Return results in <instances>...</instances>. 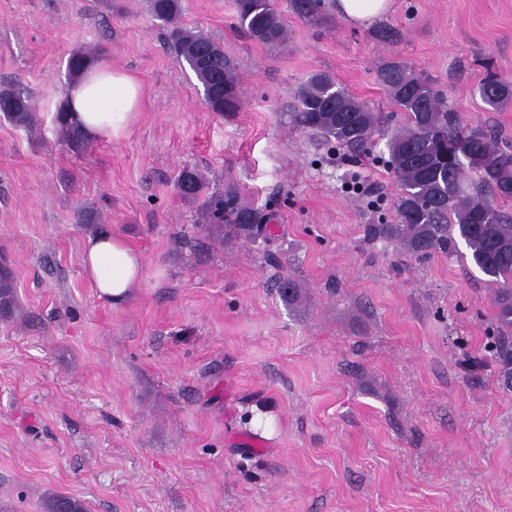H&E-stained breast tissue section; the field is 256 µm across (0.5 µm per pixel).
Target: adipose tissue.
<instances>
[{
	"label": "adipose tissue",
	"instance_id": "1",
	"mask_svg": "<svg viewBox=\"0 0 512 512\" xmlns=\"http://www.w3.org/2000/svg\"><path fill=\"white\" fill-rule=\"evenodd\" d=\"M395 0H336L337 15L349 25L367 28L386 18ZM141 95L138 80L128 72L103 65L92 66L70 83L66 101L70 116L88 140L121 137L136 117ZM81 265L99 297L121 306L140 283L144 258L123 237L108 231L88 236Z\"/></svg>",
	"mask_w": 512,
	"mask_h": 512
}]
</instances>
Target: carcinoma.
Returning <instances> with one entry per match:
<instances>
[{
  "instance_id": "carcinoma-1",
  "label": "carcinoma",
  "mask_w": 512,
  "mask_h": 512,
  "mask_svg": "<svg viewBox=\"0 0 512 512\" xmlns=\"http://www.w3.org/2000/svg\"><path fill=\"white\" fill-rule=\"evenodd\" d=\"M236 20L250 38L265 45H280L287 29L273 0H234ZM295 13L304 18L325 16V0H292ZM152 17L166 27L169 46L186 63L203 86L213 112L239 108L233 61L210 36L184 26L180 0H149ZM99 51L75 54L68 75H75L98 57ZM391 102L406 115V124L388 133V165L398 184L391 224H374V234L399 244L417 258L436 252L457 251L464 241L474 264L488 276L497 335L491 347L498 378L512 391V216L498 205L512 199V152L501 149L490 132L458 126L445 95L426 78L400 60L385 62L377 72ZM485 105L498 110L512 102V85L490 73L477 88ZM0 114L17 129L37 130L36 106L19 88L0 91ZM294 127L312 132L338 148L368 149L380 131L382 117L340 87L325 72H316L296 90L289 109ZM57 143L75 154L89 148L78 125L69 120L65 103L54 112ZM206 180L194 169H184L176 180L180 196L199 203L198 226L214 228L224 237L243 236L269 240L271 215L244 201L242 192L229 186L202 196ZM14 307L10 272L0 270V315ZM47 512H87L72 497L53 494L45 501Z\"/></svg>"
}]
</instances>
